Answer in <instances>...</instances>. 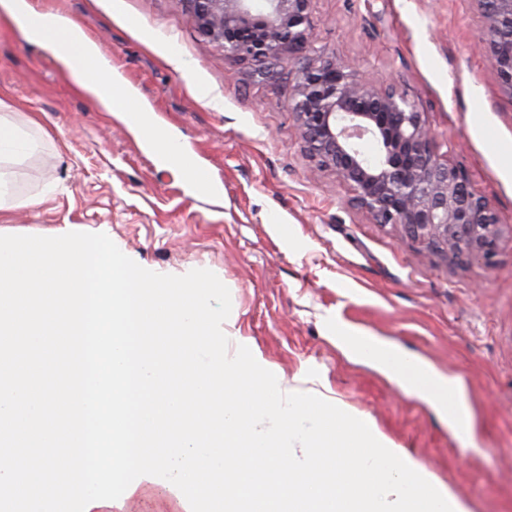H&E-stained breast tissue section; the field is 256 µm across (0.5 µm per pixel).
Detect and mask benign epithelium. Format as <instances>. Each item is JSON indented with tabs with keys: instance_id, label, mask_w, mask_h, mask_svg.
I'll use <instances>...</instances> for the list:
<instances>
[{
	"instance_id": "7a95c632",
	"label": "benign epithelium",
	"mask_w": 512,
	"mask_h": 512,
	"mask_svg": "<svg viewBox=\"0 0 512 512\" xmlns=\"http://www.w3.org/2000/svg\"><path fill=\"white\" fill-rule=\"evenodd\" d=\"M185 2L225 56L253 63L261 77L271 65L296 69L288 107L304 149L316 169L350 188L357 209L450 264H492L502 236L492 206L464 169L442 158L413 98L316 47L313 0ZM477 2L488 62L512 98V0Z\"/></svg>"
}]
</instances>
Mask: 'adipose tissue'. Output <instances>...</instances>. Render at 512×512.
I'll return each instance as SVG.
<instances>
[{
  "instance_id": "1",
  "label": "adipose tissue",
  "mask_w": 512,
  "mask_h": 512,
  "mask_svg": "<svg viewBox=\"0 0 512 512\" xmlns=\"http://www.w3.org/2000/svg\"><path fill=\"white\" fill-rule=\"evenodd\" d=\"M0 7L18 23L26 40L42 45L57 58L65 72L78 76L81 90L97 98L101 108L110 113L118 109L125 113L137 111L132 94H125L123 105L119 108L115 107L111 98L103 95V85L117 86L120 79L98 44L88 38L73 20L65 16L35 13L25 0H0ZM88 67L96 72L97 81L84 79V70ZM353 355L397 379L402 389L433 401L441 411L451 412L463 422L465 428H472L468 402L454 379L386 343L371 351L354 350Z\"/></svg>"
}]
</instances>
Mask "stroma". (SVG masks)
Returning <instances> with one entry per match:
<instances>
[{
    "label": "stroma",
    "mask_w": 512,
    "mask_h": 512,
    "mask_svg": "<svg viewBox=\"0 0 512 512\" xmlns=\"http://www.w3.org/2000/svg\"><path fill=\"white\" fill-rule=\"evenodd\" d=\"M29 2L81 25L136 103L208 169L220 199L154 168L121 114L102 111L0 9V115L38 145L0 158L18 200L0 207V235L104 233L150 271L211 270L231 293L232 334L280 386L341 401L471 512H512V98L482 48L475 0H314L312 22L321 50L418 102L441 154L496 209L490 269L449 266L355 209L347 186L314 172L302 150L288 108L294 73L255 77L199 32L185 0ZM347 324L456 379L472 432L349 359L336 345ZM122 512L184 510L159 479Z\"/></svg>",
    "instance_id": "35a3bbf8"
}]
</instances>
